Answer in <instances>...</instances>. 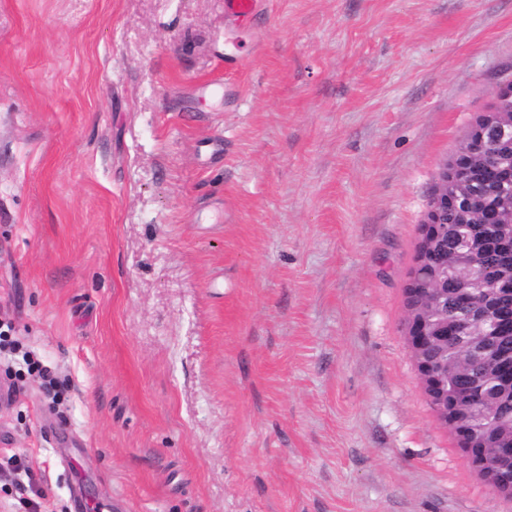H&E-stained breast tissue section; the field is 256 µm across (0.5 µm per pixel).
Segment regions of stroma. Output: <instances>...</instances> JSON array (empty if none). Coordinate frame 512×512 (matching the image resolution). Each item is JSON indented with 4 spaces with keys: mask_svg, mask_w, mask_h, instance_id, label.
I'll use <instances>...</instances> for the list:
<instances>
[{
    "mask_svg": "<svg viewBox=\"0 0 512 512\" xmlns=\"http://www.w3.org/2000/svg\"><path fill=\"white\" fill-rule=\"evenodd\" d=\"M263 2L0 0V512H512L405 336L512 0ZM261 0H224V20L237 29L249 24L261 10Z\"/></svg>",
    "mask_w": 512,
    "mask_h": 512,
    "instance_id": "35a3bbf8",
    "label": "stroma"
}]
</instances>
